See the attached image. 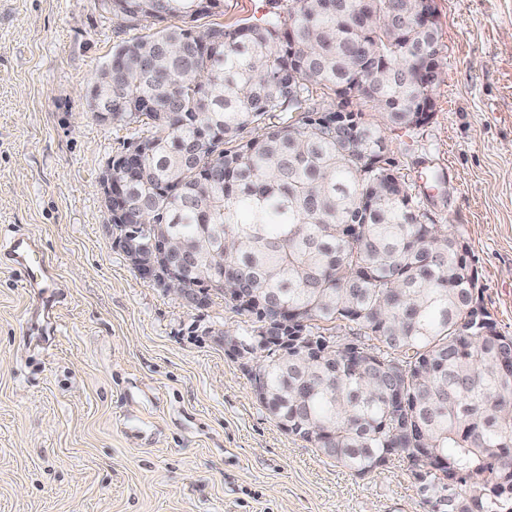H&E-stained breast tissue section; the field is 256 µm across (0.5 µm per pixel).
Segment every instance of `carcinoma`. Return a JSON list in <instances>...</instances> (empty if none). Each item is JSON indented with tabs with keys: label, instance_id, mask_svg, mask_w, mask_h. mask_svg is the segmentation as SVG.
<instances>
[{
	"label": "carcinoma",
	"instance_id": "1",
	"mask_svg": "<svg viewBox=\"0 0 512 512\" xmlns=\"http://www.w3.org/2000/svg\"><path fill=\"white\" fill-rule=\"evenodd\" d=\"M224 0H112L124 22L176 20L112 54L93 96L132 131L112 159L126 188L112 229L155 227L224 240L246 288L231 309L244 338L284 322L327 338L356 328L359 360L303 349L256 354L260 403L288 433L358 476L390 448L410 459L432 512H512V337L474 319L478 274L464 239L394 177L382 130L360 109L336 131V105L372 104L392 127L425 123L441 79L433 24L399 25L412 0H279L261 24L197 25ZM295 112L298 118L274 121Z\"/></svg>",
	"mask_w": 512,
	"mask_h": 512
}]
</instances>
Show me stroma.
<instances>
[{
	"instance_id": "stroma-1",
	"label": "stroma",
	"mask_w": 512,
	"mask_h": 512,
	"mask_svg": "<svg viewBox=\"0 0 512 512\" xmlns=\"http://www.w3.org/2000/svg\"><path fill=\"white\" fill-rule=\"evenodd\" d=\"M433 8V116L384 134L512 336V0ZM155 29L98 0H0V242L34 236L64 294L32 345L37 300L0 264V512H430L406 462L358 476L283 431L218 339L240 316L164 293L115 245L99 177L130 133L89 101L115 48Z\"/></svg>"
}]
</instances>
